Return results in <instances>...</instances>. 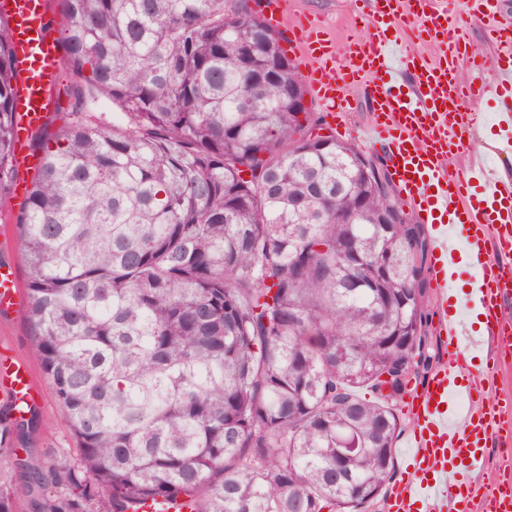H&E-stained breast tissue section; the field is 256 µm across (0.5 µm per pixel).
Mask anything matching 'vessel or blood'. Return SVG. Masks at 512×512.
Returning <instances> with one entry per match:
<instances>
[{"label":"vessel or blood","instance_id":"1","mask_svg":"<svg viewBox=\"0 0 512 512\" xmlns=\"http://www.w3.org/2000/svg\"><path fill=\"white\" fill-rule=\"evenodd\" d=\"M477 10L487 20L492 54L476 52L458 23ZM357 15H369L364 34L337 51L326 27L308 16L287 15L284 0H266L271 25L285 27L288 43L306 70L322 112L333 120L351 108L350 88L363 87L372 118L359 137L381 146L392 183L432 233V281L444 317L440 333L446 355L422 390L410 396L413 430L407 439L416 465L390 496L391 512H512V478L474 484L490 440L512 445V404L487 400L495 372L512 367V180L482 160L450 169V158L469 139L478 115L471 105L494 102L493 152L512 158V30L500 25L496 0H353ZM18 74L13 119L15 164L29 167L28 138L57 105L53 86L59 55L51 34L48 0H0ZM427 38L437 56L408 47L406 36ZM468 67L471 76L458 75ZM479 285L482 328L469 330L458 300L462 274ZM18 288L12 263L0 262V310L9 309ZM495 356L475 359L484 341ZM11 390L29 400L33 380L21 363L10 365ZM469 401L458 409L456 397Z\"/></svg>","mask_w":512,"mask_h":512}]
</instances>
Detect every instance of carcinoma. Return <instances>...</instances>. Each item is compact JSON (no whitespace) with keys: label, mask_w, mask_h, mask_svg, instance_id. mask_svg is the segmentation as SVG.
<instances>
[{"label":"carcinoma","mask_w":512,"mask_h":512,"mask_svg":"<svg viewBox=\"0 0 512 512\" xmlns=\"http://www.w3.org/2000/svg\"><path fill=\"white\" fill-rule=\"evenodd\" d=\"M228 4L58 0L69 121L31 134L15 224L30 350L79 452L17 457L36 415L5 405L0 512H364L393 480L394 406L430 360L425 226L375 222L397 189L303 135L282 35ZM15 82L0 20V210Z\"/></svg>","instance_id":"obj_1"}]
</instances>
